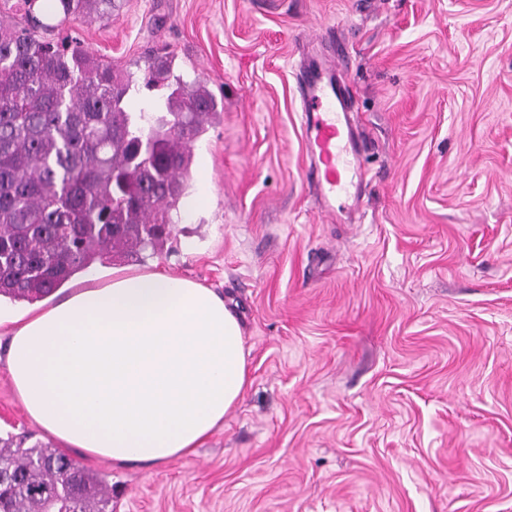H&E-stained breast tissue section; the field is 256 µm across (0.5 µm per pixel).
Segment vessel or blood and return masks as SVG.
<instances>
[{
	"label": "vessel or blood",
	"instance_id": "obj_1",
	"mask_svg": "<svg viewBox=\"0 0 512 512\" xmlns=\"http://www.w3.org/2000/svg\"><path fill=\"white\" fill-rule=\"evenodd\" d=\"M302 127L306 135V178L319 208L335 215L338 199L356 200L349 178L359 169L361 151L350 94L333 66L310 64L298 79Z\"/></svg>",
	"mask_w": 512,
	"mask_h": 512
}]
</instances>
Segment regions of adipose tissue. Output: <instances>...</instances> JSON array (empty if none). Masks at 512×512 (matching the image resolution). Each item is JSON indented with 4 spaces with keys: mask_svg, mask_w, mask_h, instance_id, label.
<instances>
[{
    "mask_svg": "<svg viewBox=\"0 0 512 512\" xmlns=\"http://www.w3.org/2000/svg\"><path fill=\"white\" fill-rule=\"evenodd\" d=\"M12 322L6 365L28 416L115 464L194 453L249 383L237 316L190 279L116 267Z\"/></svg>",
    "mask_w": 512,
    "mask_h": 512,
    "instance_id": "obj_1",
    "label": "adipose tissue"
}]
</instances>
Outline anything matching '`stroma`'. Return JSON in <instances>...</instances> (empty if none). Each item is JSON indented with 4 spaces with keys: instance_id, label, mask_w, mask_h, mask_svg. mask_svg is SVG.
<instances>
[{
    "instance_id": "stroma-1",
    "label": "stroma",
    "mask_w": 512,
    "mask_h": 512,
    "mask_svg": "<svg viewBox=\"0 0 512 512\" xmlns=\"http://www.w3.org/2000/svg\"><path fill=\"white\" fill-rule=\"evenodd\" d=\"M135 77L150 53L224 110L140 266L235 307L250 383L195 454L67 455L112 512H512V0H118L64 23ZM335 58L368 147L363 203L321 213L296 72ZM0 437L58 448L16 397Z\"/></svg>"
}]
</instances>
